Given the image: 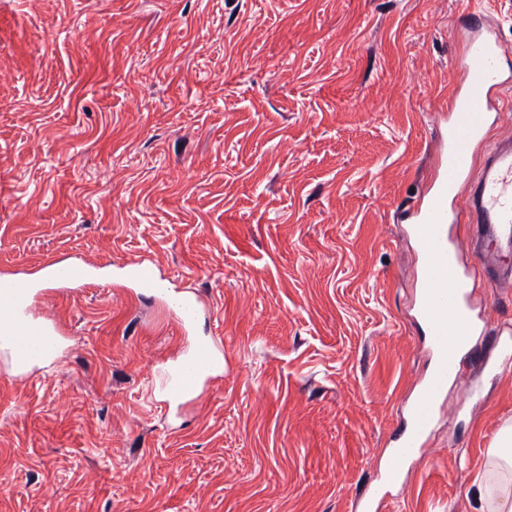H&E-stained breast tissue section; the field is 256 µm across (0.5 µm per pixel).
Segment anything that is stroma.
<instances>
[{"label": "stroma", "instance_id": "1", "mask_svg": "<svg viewBox=\"0 0 512 512\" xmlns=\"http://www.w3.org/2000/svg\"><path fill=\"white\" fill-rule=\"evenodd\" d=\"M467 0H0V271L99 266L0 379V512H354L428 369L392 213L434 170ZM197 289L224 376L169 422L182 336L114 265ZM489 331L512 287L477 274ZM449 384L380 512H478L512 364Z\"/></svg>", "mask_w": 512, "mask_h": 512}]
</instances>
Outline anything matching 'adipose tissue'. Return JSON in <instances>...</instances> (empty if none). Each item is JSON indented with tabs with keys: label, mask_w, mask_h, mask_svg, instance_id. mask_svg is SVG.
Listing matches in <instances>:
<instances>
[{
	"label": "adipose tissue",
	"mask_w": 512,
	"mask_h": 512,
	"mask_svg": "<svg viewBox=\"0 0 512 512\" xmlns=\"http://www.w3.org/2000/svg\"><path fill=\"white\" fill-rule=\"evenodd\" d=\"M496 462L477 480L481 512H512V424L501 429L492 450Z\"/></svg>",
	"instance_id": "1"
}]
</instances>
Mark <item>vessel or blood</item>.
Wrapping results in <instances>:
<instances>
[{
	"label": "vessel or blood",
	"mask_w": 512,
	"mask_h": 512,
	"mask_svg": "<svg viewBox=\"0 0 512 512\" xmlns=\"http://www.w3.org/2000/svg\"><path fill=\"white\" fill-rule=\"evenodd\" d=\"M473 25L463 53L453 68L461 74V88L448 110V124L439 139L438 168L408 214V234L419 254L421 302L415 322L432 353L428 374L406 410L405 424L394 438L398 459L418 456L432 428L436 406L448 391L449 380L460 378L464 367L450 342V334L474 336L480 331L470 304V272L464 266L453 236L460 222L475 228L482 250L478 259L498 282L512 283V137L485 144L487 128L497 112L494 95L505 82L504 51L478 11H470ZM487 153L479 173L471 165L479 150ZM93 275L90 266L46 262L38 273L25 269L0 273V356L15 372L53 362L66 337L59 324L37 317L32 301L48 290L85 287ZM115 277L125 287L164 305L182 332L193 329L199 315V297L193 289L172 292L168 278L142 260L117 266ZM164 401L179 407L197 399L200 389L224 374L222 341L194 339L163 370Z\"/></svg>",
	"instance_id": "b4317fda"
}]
</instances>
